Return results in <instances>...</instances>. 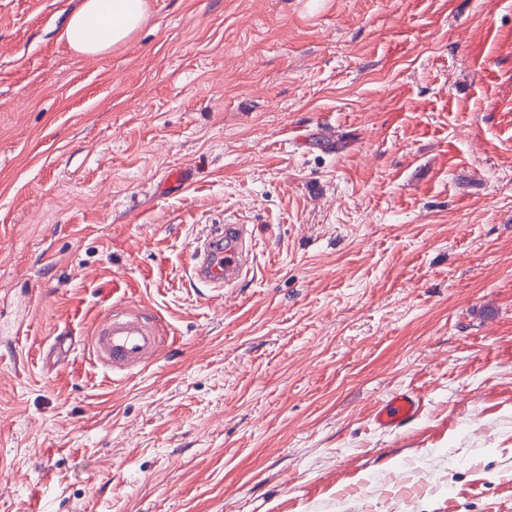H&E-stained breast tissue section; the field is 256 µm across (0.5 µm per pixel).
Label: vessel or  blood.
<instances>
[{
  "label": "vessel or blood",
  "instance_id": "vessel-or-blood-1",
  "mask_svg": "<svg viewBox=\"0 0 512 512\" xmlns=\"http://www.w3.org/2000/svg\"><path fill=\"white\" fill-rule=\"evenodd\" d=\"M251 237L245 224L212 225L192 250L190 277L215 293L236 286L251 268ZM83 346L113 375L129 378L157 361L162 338L148 309L115 307L96 324ZM420 410V396L404 390L378 405L374 422L382 429H397L415 420Z\"/></svg>",
  "mask_w": 512,
  "mask_h": 512
}]
</instances>
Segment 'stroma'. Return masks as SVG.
I'll return each instance as SVG.
<instances>
[{
  "label": "stroma",
  "mask_w": 512,
  "mask_h": 512,
  "mask_svg": "<svg viewBox=\"0 0 512 512\" xmlns=\"http://www.w3.org/2000/svg\"><path fill=\"white\" fill-rule=\"evenodd\" d=\"M148 2L87 55L82 0H0V512H504L512 0ZM210 224L255 232L219 296ZM120 302L164 344L116 380ZM248 224H213L192 250L188 274L212 292L236 286L251 268ZM158 320L144 306L114 307L96 324L83 347L112 376L138 375L159 356L162 347ZM420 410V396L412 390H404L378 405L374 413V422L381 429H397L415 420Z\"/></svg>",
  "instance_id": "35a3bbf8"
}]
</instances>
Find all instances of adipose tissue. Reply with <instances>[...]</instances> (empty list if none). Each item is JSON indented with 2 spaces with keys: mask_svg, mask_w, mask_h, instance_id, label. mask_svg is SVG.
Returning <instances> with one entry per match:
<instances>
[{
  "mask_svg": "<svg viewBox=\"0 0 512 512\" xmlns=\"http://www.w3.org/2000/svg\"><path fill=\"white\" fill-rule=\"evenodd\" d=\"M147 0H83L65 28L76 51L96 54L123 43L145 20Z\"/></svg>",
  "mask_w": 512,
  "mask_h": 512,
  "instance_id": "1",
  "label": "adipose tissue"
}]
</instances>
